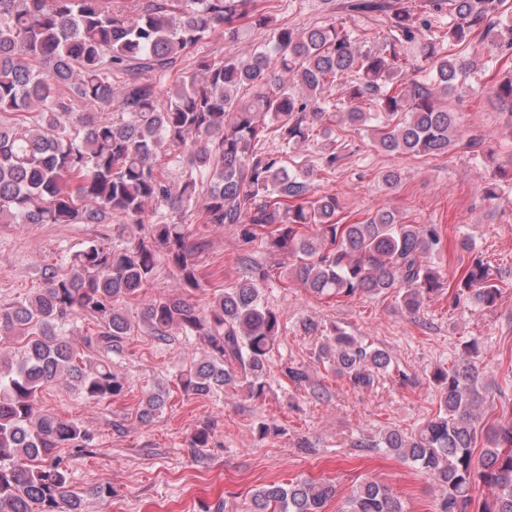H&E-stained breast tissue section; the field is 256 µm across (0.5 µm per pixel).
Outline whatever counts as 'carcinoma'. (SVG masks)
<instances>
[{
	"label": "carcinoma",
	"instance_id": "1",
	"mask_svg": "<svg viewBox=\"0 0 512 512\" xmlns=\"http://www.w3.org/2000/svg\"><path fill=\"white\" fill-rule=\"evenodd\" d=\"M115 0H0V223L110 224L125 219L146 234L112 246L90 243L73 255L71 269L44 268V287L0 308V337L18 344L0 355V512H83L61 448H83L86 429L38 409L43 388L67 379L88 402L101 404L126 391L112 360L73 346L64 329L82 319L97 328L104 349L131 329L123 306L152 281L159 257L176 271V297L147 301L142 319L156 337L178 327L197 336L204 355L177 376L185 396L265 393L279 334V316L262 301L270 277L250 266L230 288L199 308L198 247L185 232L188 213L202 224L235 227L289 256L291 277L318 297L349 299L394 293L417 313L445 288L431 260L447 252L435 224H406L390 210L343 222L341 203L318 194L312 171L288 167L265 150L268 134L283 154L317 140L315 122L334 118L369 128L391 156H438L457 141L458 116L439 106L470 66L456 58L473 35L492 51L512 52L507 0H426L429 10L397 8L383 46L354 37L328 21L306 30L274 29L253 51L199 57L179 83L163 93L153 79L177 67L211 31L224 28L236 44L239 21L270 26L271 15L253 0H149L130 16ZM448 12L441 38L425 37ZM422 42L411 63L404 44ZM123 78L118 116L112 77ZM512 105V78L489 90ZM370 98L373 110L360 101ZM181 168L178 185L169 169ZM501 288L475 256L453 285L452 305L491 307ZM468 359L430 375L438 412L414 431L389 429L362 438L356 448H384L414 465L444 491L438 512H469L473 488L496 489L479 512H512V424L482 419L489 390ZM321 357L358 388L389 372L390 355L335 328ZM169 394L147 393L140 417L152 420ZM485 446L474 455L478 435ZM336 495L323 482H273L256 489L246 512H322ZM342 512H404L376 481L359 484Z\"/></svg>",
	"mask_w": 512,
	"mask_h": 512
}]
</instances>
